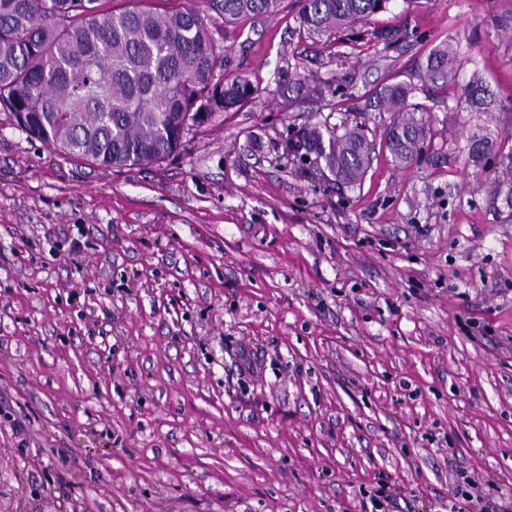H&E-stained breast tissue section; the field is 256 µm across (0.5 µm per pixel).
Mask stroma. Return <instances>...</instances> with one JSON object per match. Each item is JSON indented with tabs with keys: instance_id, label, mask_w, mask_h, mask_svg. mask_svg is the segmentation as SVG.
Instances as JSON below:
<instances>
[{
	"instance_id": "obj_1",
	"label": "stroma",
	"mask_w": 512,
	"mask_h": 512,
	"mask_svg": "<svg viewBox=\"0 0 512 512\" xmlns=\"http://www.w3.org/2000/svg\"><path fill=\"white\" fill-rule=\"evenodd\" d=\"M278 15L213 17L252 99L162 162L101 168L0 112V512H497L512 501V221L467 163L462 89L512 95V0H391L350 54ZM417 94L435 132L337 188L285 152L306 122ZM300 65L335 95L288 102ZM259 359L247 369L244 355ZM457 66V50L448 43H441L434 47L426 57L422 66L423 79L428 86L422 90L430 94L433 88H442L448 85V80L455 76Z\"/></svg>"
}]
</instances>
